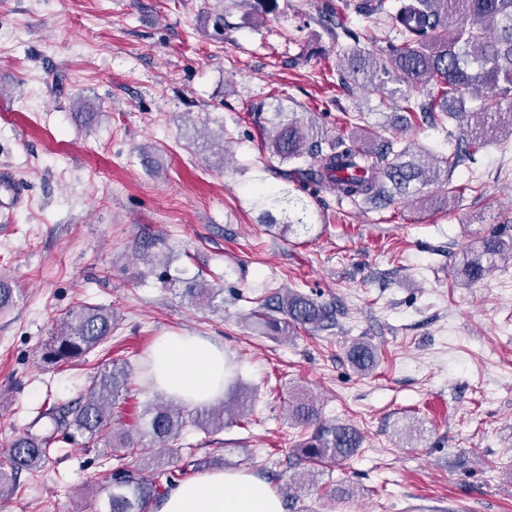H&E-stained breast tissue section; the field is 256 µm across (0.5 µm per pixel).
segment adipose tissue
<instances>
[{
  "label": "adipose tissue",
  "mask_w": 512,
  "mask_h": 512,
  "mask_svg": "<svg viewBox=\"0 0 512 512\" xmlns=\"http://www.w3.org/2000/svg\"><path fill=\"white\" fill-rule=\"evenodd\" d=\"M154 389L184 405L220 398L227 381L223 346L187 333L158 337L150 354ZM155 512H283L271 487L241 471H207L177 483Z\"/></svg>",
  "instance_id": "adipose-tissue-1"
}]
</instances>
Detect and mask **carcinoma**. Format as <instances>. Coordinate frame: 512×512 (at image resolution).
I'll return each mask as SVG.
<instances>
[{
  "label": "carcinoma",
  "instance_id": "obj_1",
  "mask_svg": "<svg viewBox=\"0 0 512 512\" xmlns=\"http://www.w3.org/2000/svg\"><path fill=\"white\" fill-rule=\"evenodd\" d=\"M357 15L385 18L395 41L382 55L339 46L343 57L338 77L352 90L378 88L391 81L406 85L403 111L444 128L463 126V138L446 157L403 144L390 128L331 140L313 118L284 120L283 113L261 127L263 144L272 161L292 165L290 174L307 176L324 185L338 201L385 208L397 200L424 202V190L435 186L444 204L454 201L449 176L485 145L512 139V0H396L393 11L383 0H356ZM512 261V235L506 227L492 229L477 249L463 251L453 270L456 281L470 285ZM222 289L204 279L185 283L181 297L191 304H212ZM15 290L0 279V311L15 305ZM256 318L288 340L301 329L328 330L336 325V308L301 291L288 290L268 297ZM112 311L103 306H81L62 319L41 359L57 365L82 357L112 338ZM348 359L362 374L377 366L375 348L354 343ZM129 367L114 363L93 380L87 396L74 407H52L43 417L56 429L70 430L102 442L115 454L107 487L105 512H147L167 490L146 480L140 470L122 460L135 454L140 439L130 430L112 426V414L127 394ZM295 424L312 432L296 444L297 458L323 466L353 457L362 448V433L343 423L319 420L316 399L297 392L288 402ZM145 429L167 448L181 432L193 427L207 435L224 429V409L188 411L181 404H155L144 412ZM52 434L26 433L0 453V498L5 483L21 471L42 469L50 459Z\"/></svg>",
  "mask_w": 512,
  "mask_h": 512
}]
</instances>
